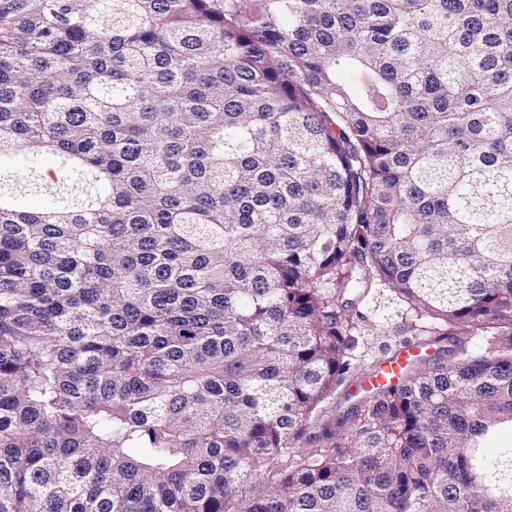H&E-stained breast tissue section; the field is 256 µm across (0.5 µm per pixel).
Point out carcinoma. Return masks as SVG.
Here are the masks:
<instances>
[{
	"mask_svg": "<svg viewBox=\"0 0 512 512\" xmlns=\"http://www.w3.org/2000/svg\"><path fill=\"white\" fill-rule=\"evenodd\" d=\"M0 512H512V0H0ZM391 298L393 297L388 290L378 288L371 298L356 305L354 313L360 315L358 324L361 330V335L357 336L359 341L357 353L360 356V364L364 366L347 386L338 390L335 397L324 404L320 416L308 430L307 437L312 436L313 439L308 446L319 448L317 446L323 444L324 440L321 437L322 426L336 415L346 412L359 399L361 394L356 392V385L366 376L361 372L375 364H380L390 357L391 353L403 349L407 340H410L414 346L418 343L420 345L430 343V336H411L407 327L411 323L410 313L402 302ZM410 354L409 349L399 351L375 373L367 377L361 389L368 392L380 385L396 381ZM314 436H317L316 440Z\"/></svg>",
	"mask_w": 512,
	"mask_h": 512,
	"instance_id": "1",
	"label": "carcinoma"
}]
</instances>
